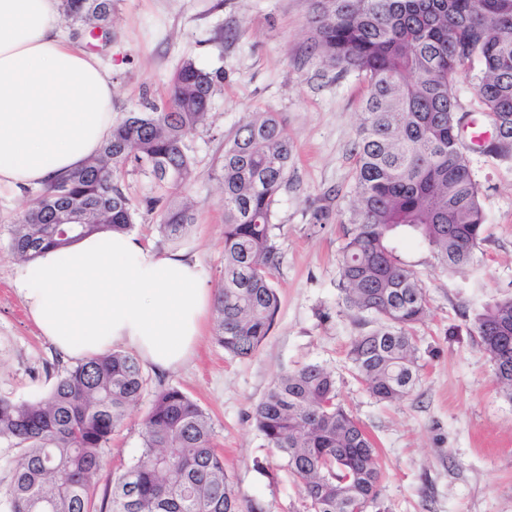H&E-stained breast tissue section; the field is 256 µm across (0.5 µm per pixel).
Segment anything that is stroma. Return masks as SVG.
<instances>
[{
    "label": "stroma",
    "instance_id": "1",
    "mask_svg": "<svg viewBox=\"0 0 512 512\" xmlns=\"http://www.w3.org/2000/svg\"><path fill=\"white\" fill-rule=\"evenodd\" d=\"M110 45L97 52L112 73L115 120L140 106L143 90L163 100L185 58L222 70L223 87L207 126L190 137L193 180L180 191L193 204L195 223L170 241L157 213L141 205L145 177L128 172L136 207L133 230L157 251L181 250L199 261L207 284H223L224 209L215 161L225 137L255 112L278 113L295 146L288 184L278 194L274 231L279 264L273 282L280 309L256 354L233 358L204 335L190 361L160 375L145 369L147 390L116 429L95 483L104 493L140 448V420L153 394L176 387L209 413L224 470L240 496L268 512H304L300 486L280 468L249 415L275 375L308 363L331 369L338 398L378 448L381 480L367 512H512V401L502 397L492 366L461 317L512 294V162L470 147V161L487 217L486 239L468 272L446 269L427 247L396 239L402 260L422 280L428 314L416 325L420 368L407 400L382 405L359 384L347 352L370 321L348 311L336 288L343 227L355 204L353 151L365 82L337 74L311 49L313 0H114ZM34 194L0 189V395L46 396L59 371L58 354L28 317L11 286L19 263L7 249V229ZM320 206L330 217L313 223Z\"/></svg>",
    "mask_w": 512,
    "mask_h": 512
}]
</instances>
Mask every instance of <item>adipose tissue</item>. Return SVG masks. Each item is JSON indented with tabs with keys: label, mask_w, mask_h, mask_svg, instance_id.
Returning <instances> with one entry per match:
<instances>
[{
	"label": "adipose tissue",
	"mask_w": 512,
	"mask_h": 512,
	"mask_svg": "<svg viewBox=\"0 0 512 512\" xmlns=\"http://www.w3.org/2000/svg\"><path fill=\"white\" fill-rule=\"evenodd\" d=\"M58 3L0 0V187L68 175L112 133V78L95 54L61 38ZM12 286L62 355L122 346L160 373L193 354L213 302L195 257L120 231L42 251Z\"/></svg>",
	"instance_id": "adipose-tissue-1"
}]
</instances>
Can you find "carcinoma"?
<instances>
[{
    "mask_svg": "<svg viewBox=\"0 0 512 512\" xmlns=\"http://www.w3.org/2000/svg\"><path fill=\"white\" fill-rule=\"evenodd\" d=\"M113 0H62L71 36L88 28L112 39ZM313 48L339 74L366 83L354 152L356 203L345 231L336 288L344 306L375 318L355 337L349 361L376 401L405 400L418 380L419 350L410 328L427 313L420 278L389 246L403 230L441 264L466 270L485 241L486 217L469 160L459 148L466 114L456 86L479 63L482 111L512 134V0H316ZM222 73L183 61L165 103L143 97L112 128L98 155L43 185L10 231L21 261L90 234L131 231L135 210L128 171L148 179L146 210L160 232L185 236L191 207L177 199L192 180L187 141L209 119ZM487 156L512 160V139ZM293 144L274 112H256L224 141L217 158L224 207V284L215 296L214 339L233 357L253 355L279 308L272 271L279 264L274 205L288 183ZM82 215L76 230L63 219ZM499 387L512 399V296L465 316ZM147 386L138 358L122 351L94 356L58 375L44 399L0 395V441L9 442L10 480L0 487L4 512H266L240 497L214 447L206 410L177 388L158 390L141 423V447L94 510V479L112 433ZM336 379L313 363L280 372L251 414L257 432L301 485L305 512H350L340 490L361 504L377 499L376 448L339 403Z\"/></svg>",
    "mask_w": 512,
    "mask_h": 512,
    "instance_id": "obj_1",
    "label": "carcinoma"
}]
</instances>
